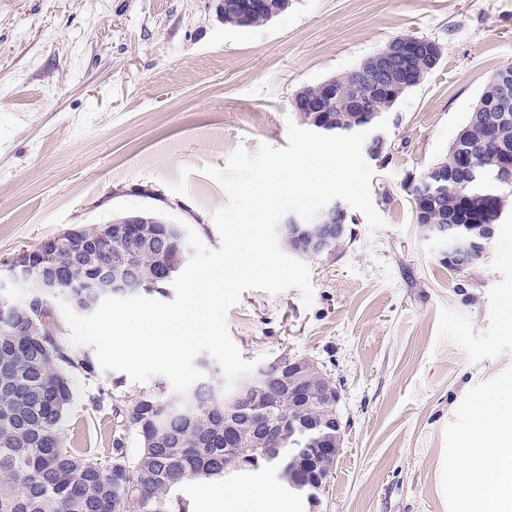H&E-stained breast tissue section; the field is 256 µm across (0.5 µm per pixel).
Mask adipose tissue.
<instances>
[{"instance_id": "adipose-tissue-1", "label": "adipose tissue", "mask_w": 512, "mask_h": 512, "mask_svg": "<svg viewBox=\"0 0 512 512\" xmlns=\"http://www.w3.org/2000/svg\"><path fill=\"white\" fill-rule=\"evenodd\" d=\"M227 512L255 501L261 512H285L274 487L243 483L223 489ZM453 512H512V380L481 402L463 435L448 482Z\"/></svg>"}]
</instances>
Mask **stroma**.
Returning <instances> with one entry per match:
<instances>
[{
    "instance_id": "35a3bbf8",
    "label": "stroma",
    "mask_w": 512,
    "mask_h": 512,
    "mask_svg": "<svg viewBox=\"0 0 512 512\" xmlns=\"http://www.w3.org/2000/svg\"><path fill=\"white\" fill-rule=\"evenodd\" d=\"M219 0H0V280L20 251L74 224L145 209L186 224L210 249L227 202L201 174L238 147L287 144L300 88L357 67L401 34L443 56L388 117L371 161L385 225L337 255L308 258L314 296L243 292L228 313L247 361L313 360L341 390L344 443L318 502L264 467L227 476L282 489L288 512H450L448 472L473 401L512 378V199L483 259L448 270L414 222L410 178L446 154L493 75L512 64V0H289L265 25L226 26ZM188 192L173 193L183 168ZM113 407L174 390L120 371L79 386L66 443L107 452Z\"/></svg>"
}]
</instances>
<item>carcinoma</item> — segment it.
I'll return each instance as SVG.
<instances>
[{
  "instance_id": "obj_1",
  "label": "carcinoma",
  "mask_w": 512,
  "mask_h": 512,
  "mask_svg": "<svg viewBox=\"0 0 512 512\" xmlns=\"http://www.w3.org/2000/svg\"><path fill=\"white\" fill-rule=\"evenodd\" d=\"M272 19L224 12V24L231 27H257ZM332 80L336 97L326 103L329 125L319 133H355L362 115L386 113L396 103L365 88L362 111L354 112L348 73ZM495 97L492 81L447 154L409 186L413 203L437 201V209L415 218L420 226L441 224L458 211L464 216L462 230L478 231L499 221L505 198L512 196L497 145L512 143V94L491 108ZM144 217L149 223L141 225L132 246L116 228L109 239L81 249L62 239L65 262L44 275L70 294L72 308L93 311L97 302L80 282L112 276L125 259L147 278L181 269L177 244L163 225L152 223L160 214L146 211ZM48 319L43 300L25 295L0 302V512H187L186 502L174 495L182 483L223 478L308 447V436L288 434L285 393H252L229 407L212 384L204 383L176 399L160 393L115 409L111 393L101 387L93 397L96 410L122 417L138 451L128 452L120 432L105 455L96 448H72L61 435V423L78 383L95 379L97 372L91 357L58 336Z\"/></svg>"
}]
</instances>
